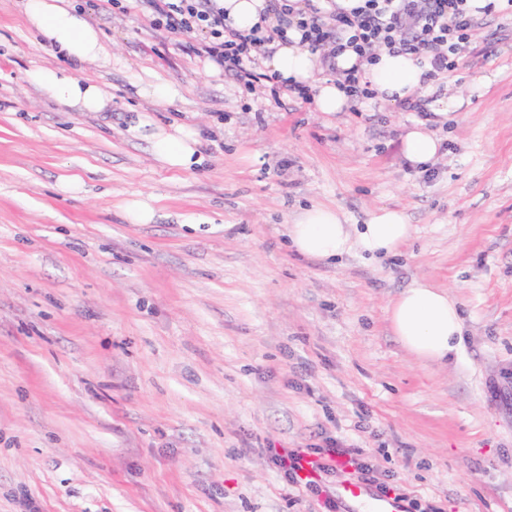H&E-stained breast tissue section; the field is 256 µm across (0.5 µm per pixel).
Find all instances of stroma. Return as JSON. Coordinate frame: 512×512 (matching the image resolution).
I'll list each match as a JSON object with an SVG mask.
<instances>
[{
	"label": "stroma",
	"instance_id": "35a3bbf8",
	"mask_svg": "<svg viewBox=\"0 0 512 512\" xmlns=\"http://www.w3.org/2000/svg\"><path fill=\"white\" fill-rule=\"evenodd\" d=\"M122 3L86 13L110 57L79 71L112 98L95 113L30 83L66 61L0 0V512H323L270 451L330 438L374 469L355 498L354 471L325 476L336 512H379L391 481L403 512H512V13L480 17L443 87L461 105L423 119L243 92L193 54L205 33ZM138 112L200 128L203 163L159 167ZM421 121L442 141L424 170L402 152ZM132 199L154 223L127 221ZM313 204L398 208L415 232L324 262L285 235ZM420 279L462 310L442 366L388 321Z\"/></svg>",
	"mask_w": 512,
	"mask_h": 512
}]
</instances>
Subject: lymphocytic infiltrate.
<instances>
[{"instance_id": "1", "label": "lymphocytic infiltrate", "mask_w": 512, "mask_h": 512, "mask_svg": "<svg viewBox=\"0 0 512 512\" xmlns=\"http://www.w3.org/2000/svg\"><path fill=\"white\" fill-rule=\"evenodd\" d=\"M152 24L173 32L201 31L205 41L195 47L198 56L209 58L233 73L245 90L266 81L255 67L275 39L288 27H297L300 44L323 52L334 62L344 48H352L362 63H373L376 52L385 48L428 62L432 79L455 71L456 56L467 43L474 18L463 10L464 0H365L352 13L323 12L309 7L298 19L281 18L278 26L242 33L228 24L217 0H149ZM273 462L285 480L314 495H321L323 475L350 465L368 473L370 464L362 452L336 445L321 448L273 450Z\"/></svg>"}]
</instances>
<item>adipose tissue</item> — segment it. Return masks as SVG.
<instances>
[{"instance_id": "1", "label": "adipose tissue", "mask_w": 512, "mask_h": 512, "mask_svg": "<svg viewBox=\"0 0 512 512\" xmlns=\"http://www.w3.org/2000/svg\"><path fill=\"white\" fill-rule=\"evenodd\" d=\"M228 23L241 31L273 25L275 13L268 0H223ZM23 13L30 31L41 36L54 54L70 62L69 67L45 65L34 70L30 80L50 100L76 112H103L111 100L97 83L76 76L74 66L106 56L99 29L85 14L66 0H23ZM301 34L288 29L285 39L275 41L265 59L266 68L281 83L313 87L315 106L321 112H342L350 103L334 80L320 78L319 53L300 46ZM377 98L397 104L406 98L433 92L427 82L428 64L405 54L381 50L375 63L362 65ZM130 131L150 139L156 163L168 170L189 171L199 166L201 134L177 123L161 124L150 115L137 113ZM403 153L414 165L436 159L441 141L425 124L412 126L403 137ZM292 247L300 254L334 260L359 249L372 258L397 253L412 237L413 226L403 210L376 207L363 224L347 223L334 207L312 205L301 209L287 227ZM389 322L402 347L425 363L446 364L463 341V318L458 302L447 290L430 281H415L400 293L389 309Z\"/></svg>"}]
</instances>
